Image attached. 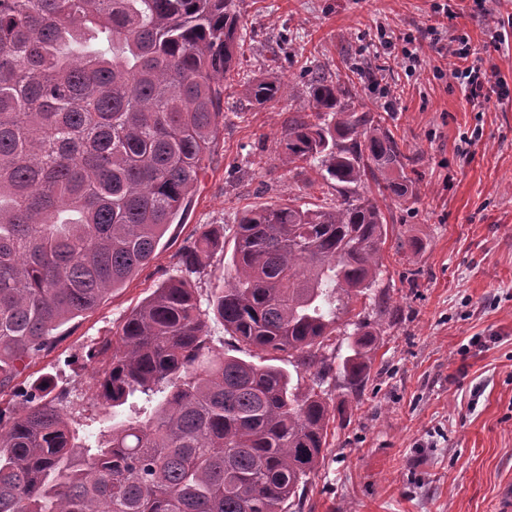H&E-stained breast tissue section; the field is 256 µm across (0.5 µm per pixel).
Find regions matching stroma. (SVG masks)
Returning <instances> with one entry per match:
<instances>
[{
    "label": "stroma",
    "mask_w": 512,
    "mask_h": 512,
    "mask_svg": "<svg viewBox=\"0 0 512 512\" xmlns=\"http://www.w3.org/2000/svg\"><path fill=\"white\" fill-rule=\"evenodd\" d=\"M436 0H235L247 32L240 72L276 78L291 97L253 105L241 87L224 102L215 146L184 223L170 225L154 259L92 311L60 326L57 342L28 372L0 388V407L38 376L69 392L80 424L101 414L95 367L85 354L119 327L154 288L178 275L182 248L206 230L224 242L195 286L201 309L223 287L241 210L294 195L329 206L330 187L308 185L275 150L292 112H307L314 70L348 74L369 63L384 86L360 82L367 103L414 151L418 200H386L382 285L402 319L387 327L352 421L329 428L325 460L312 475L311 512H495L512 482V99H464L437 79L440 56L424 37L442 22L468 34L472 59L512 87V0H453L438 19ZM419 38L421 62L401 65L403 35ZM415 237L419 250L402 248Z\"/></svg>",
    "instance_id": "obj_1"
}]
</instances>
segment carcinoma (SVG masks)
Wrapping results in <instances>:
<instances>
[{
    "instance_id": "obj_1",
    "label": "carcinoma",
    "mask_w": 512,
    "mask_h": 512,
    "mask_svg": "<svg viewBox=\"0 0 512 512\" xmlns=\"http://www.w3.org/2000/svg\"><path fill=\"white\" fill-rule=\"evenodd\" d=\"M235 0H0V387L94 309L183 223L238 70ZM280 101L278 80L245 85ZM312 113L288 117L276 150L336 188L242 212L225 287L209 299L231 351L212 345L192 276L220 246L202 232L180 275L87 352L99 428L68 418L46 381L0 407V512H305L328 429L330 381L357 397L392 323L369 182L415 199L407 145L348 106L351 82L314 75ZM353 327L340 364L328 354ZM259 349L268 363L237 356ZM287 354L288 367L278 365ZM143 404L114 424L129 399Z\"/></svg>"
}]
</instances>
